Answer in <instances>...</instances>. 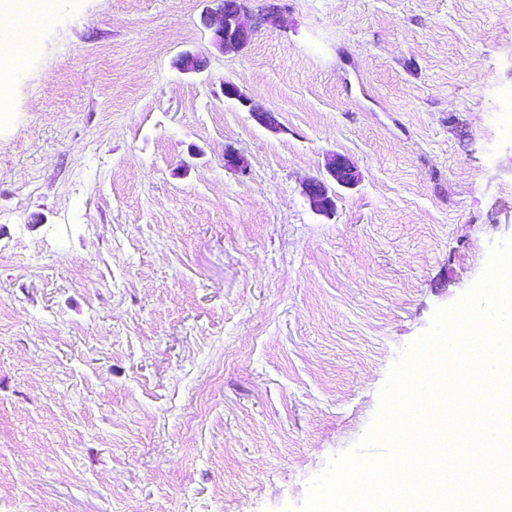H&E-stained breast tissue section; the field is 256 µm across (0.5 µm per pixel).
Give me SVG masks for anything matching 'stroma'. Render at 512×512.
<instances>
[{"instance_id":"1","label":"stroma","mask_w":512,"mask_h":512,"mask_svg":"<svg viewBox=\"0 0 512 512\" xmlns=\"http://www.w3.org/2000/svg\"><path fill=\"white\" fill-rule=\"evenodd\" d=\"M44 6L0 63V512H300L387 459L384 385L512 240V0H244L225 53L216 0ZM220 2L219 18L213 29L214 43L219 51L239 49L249 42L252 29L248 25L239 0H217ZM224 97L236 100L242 107L247 108L250 116L261 126L272 131L280 130L277 112L256 107L237 85L228 81L224 83ZM326 169L331 180L340 187L349 188L358 183L359 174L343 155L334 154ZM304 194L311 208L318 214L332 212L335 207V190H330L324 179L313 178L304 186Z\"/></svg>"}]
</instances>
